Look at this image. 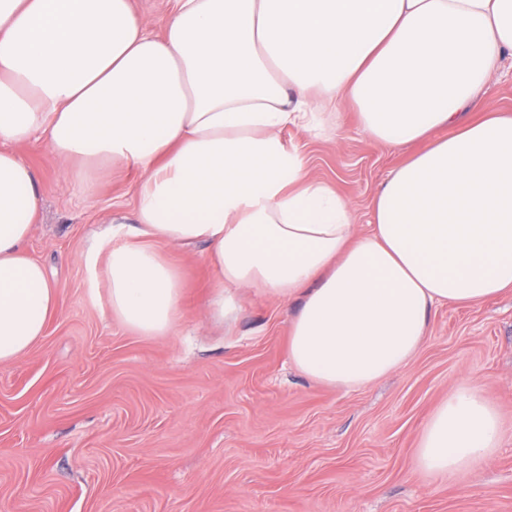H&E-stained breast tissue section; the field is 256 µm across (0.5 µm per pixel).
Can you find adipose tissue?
Returning a JSON list of instances; mask_svg holds the SVG:
<instances>
[{
    "label": "adipose tissue",
    "mask_w": 512,
    "mask_h": 512,
    "mask_svg": "<svg viewBox=\"0 0 512 512\" xmlns=\"http://www.w3.org/2000/svg\"><path fill=\"white\" fill-rule=\"evenodd\" d=\"M508 57L512 0H171L159 34L131 0H0V364L58 309L25 250L41 194L19 148L41 137L88 187L102 169L141 170V235L209 246L216 318H234L237 287L300 298L288 358L308 378L359 389L402 367L434 307L512 288V115L463 117ZM344 100L370 139L416 147L364 234L281 136L331 134L324 111ZM107 274L125 326L178 327L181 277L161 252L113 247ZM501 439L493 402L463 385L425 422L414 464L449 477Z\"/></svg>",
    "instance_id": "adipose-tissue-1"
}]
</instances>
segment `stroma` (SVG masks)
Returning <instances> with one entry per match:
<instances>
[{"label": "stroma", "mask_w": 512, "mask_h": 512, "mask_svg": "<svg viewBox=\"0 0 512 512\" xmlns=\"http://www.w3.org/2000/svg\"><path fill=\"white\" fill-rule=\"evenodd\" d=\"M322 139L281 136L309 176L345 197L354 230L413 146L377 143L340 105ZM512 114V59L479 97ZM43 198L27 242L59 290L46 334L0 364V512H512V289L475 307L444 305L420 350L361 389L321 385L288 360L297 300L237 292L232 323L208 300L219 284L205 245L156 248L180 271L174 334L113 318L107 255L132 241L142 173L103 172L93 192L62 175L45 140L26 146ZM478 386L505 433L457 476L419 472L423 424L449 392Z\"/></svg>", "instance_id": "obj_1"}]
</instances>
